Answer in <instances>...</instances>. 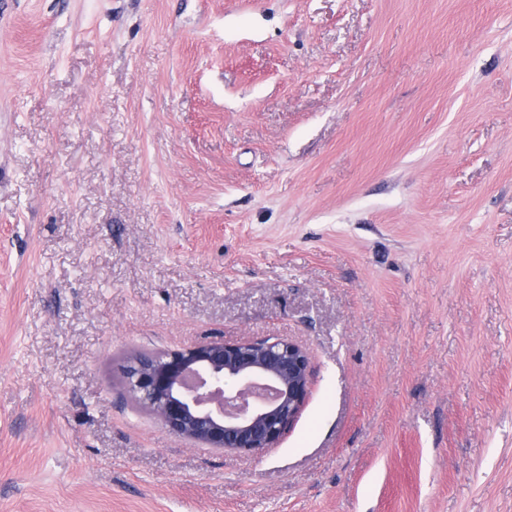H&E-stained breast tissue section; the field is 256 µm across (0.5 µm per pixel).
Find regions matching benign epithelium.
<instances>
[{
    "label": "benign epithelium",
    "mask_w": 512,
    "mask_h": 512,
    "mask_svg": "<svg viewBox=\"0 0 512 512\" xmlns=\"http://www.w3.org/2000/svg\"><path fill=\"white\" fill-rule=\"evenodd\" d=\"M126 391L170 432L209 448L261 455L278 445L309 391L310 359L273 337L202 341L137 355L123 369Z\"/></svg>",
    "instance_id": "obj_1"
}]
</instances>
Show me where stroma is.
<instances>
[{
    "mask_svg": "<svg viewBox=\"0 0 512 512\" xmlns=\"http://www.w3.org/2000/svg\"><path fill=\"white\" fill-rule=\"evenodd\" d=\"M213 336L278 447L125 394ZM0 512H512V0H0ZM123 379L136 403L176 436L260 455L276 447L298 418L309 391L310 359L300 345L281 338L215 339L132 357Z\"/></svg>",
    "mask_w": 512,
    "mask_h": 512,
    "instance_id": "stroma-1",
    "label": "stroma"
}]
</instances>
